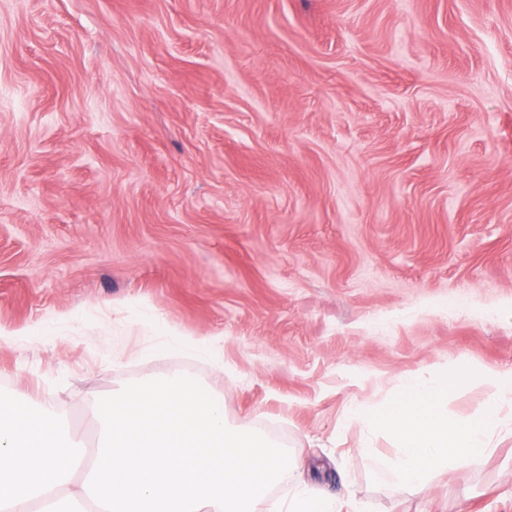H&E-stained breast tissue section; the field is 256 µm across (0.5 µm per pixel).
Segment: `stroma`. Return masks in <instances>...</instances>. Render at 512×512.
Instances as JSON below:
<instances>
[{"label":"stroma","instance_id":"obj_1","mask_svg":"<svg viewBox=\"0 0 512 512\" xmlns=\"http://www.w3.org/2000/svg\"><path fill=\"white\" fill-rule=\"evenodd\" d=\"M139 304L223 370L112 338ZM63 317L0 390L94 431L185 368L290 454L256 512H512V440L395 490L345 414L455 362L481 416L512 372V0H0V328ZM344 507L351 508V505L346 502L336 501L334 510H326V506L321 501L298 494L288 504L286 512H342Z\"/></svg>","mask_w":512,"mask_h":512}]
</instances>
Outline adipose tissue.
<instances>
[{"label":"adipose tissue","mask_w":512,"mask_h":512,"mask_svg":"<svg viewBox=\"0 0 512 512\" xmlns=\"http://www.w3.org/2000/svg\"><path fill=\"white\" fill-rule=\"evenodd\" d=\"M138 324L145 343L151 351L165 353L173 349L216 366L224 364V347L214 338H196L173 329L167 320L157 313L138 314L136 320L117 318L112 322L113 337L124 336L130 324Z\"/></svg>","instance_id":"ef3b65f1"}]
</instances>
